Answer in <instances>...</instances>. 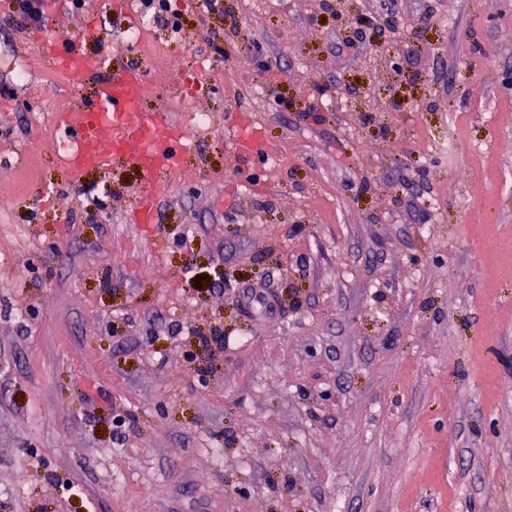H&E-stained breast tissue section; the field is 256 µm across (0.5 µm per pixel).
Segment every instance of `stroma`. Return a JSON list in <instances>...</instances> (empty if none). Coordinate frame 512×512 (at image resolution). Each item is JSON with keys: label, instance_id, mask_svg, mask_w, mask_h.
<instances>
[{"label": "stroma", "instance_id": "obj_1", "mask_svg": "<svg viewBox=\"0 0 512 512\" xmlns=\"http://www.w3.org/2000/svg\"><path fill=\"white\" fill-rule=\"evenodd\" d=\"M380 3L171 0L131 44L0 0V512H512V0ZM90 20L208 116L149 226L124 164L59 168L83 99L16 45ZM169 2L167 0H144L142 1L143 5L147 8L153 10V14L155 15L157 21L163 22L167 27H171V30L178 34L182 25L179 22L177 14L168 15L169 12Z\"/></svg>", "mask_w": 512, "mask_h": 512}]
</instances>
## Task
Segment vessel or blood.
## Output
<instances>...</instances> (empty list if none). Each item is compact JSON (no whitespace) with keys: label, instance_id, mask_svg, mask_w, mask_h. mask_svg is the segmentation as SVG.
Segmentation results:
<instances>
[{"label":"vessel or blood","instance_id":"b4317fda","mask_svg":"<svg viewBox=\"0 0 512 512\" xmlns=\"http://www.w3.org/2000/svg\"><path fill=\"white\" fill-rule=\"evenodd\" d=\"M94 34L88 24L76 38L44 31L33 42L37 56L59 69L72 88L95 89L83 111L55 113L53 124L62 144L58 162L69 178L78 179L88 170H104L122 160L148 186L130 220L150 224L161 188L159 177L179 170L188 128L164 113L145 109L139 68L110 70L102 58L85 54L80 43Z\"/></svg>","mask_w":512,"mask_h":512}]
</instances>
